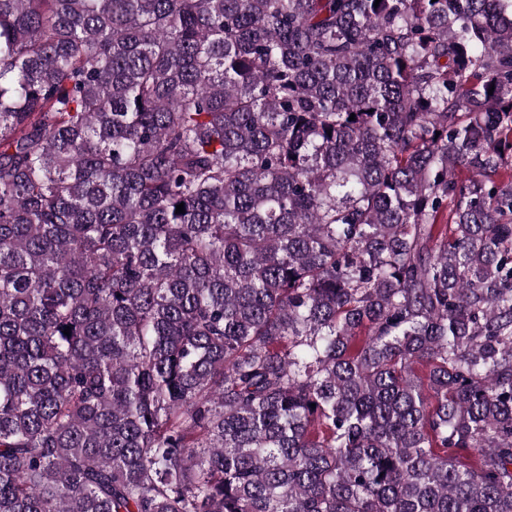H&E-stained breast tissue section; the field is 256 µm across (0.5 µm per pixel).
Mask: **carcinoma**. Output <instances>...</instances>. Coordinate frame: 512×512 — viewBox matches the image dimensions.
Here are the masks:
<instances>
[{"label": "carcinoma", "mask_w": 512, "mask_h": 512, "mask_svg": "<svg viewBox=\"0 0 512 512\" xmlns=\"http://www.w3.org/2000/svg\"><path fill=\"white\" fill-rule=\"evenodd\" d=\"M374 2L0 0V512H512V0Z\"/></svg>", "instance_id": "obj_1"}]
</instances>
